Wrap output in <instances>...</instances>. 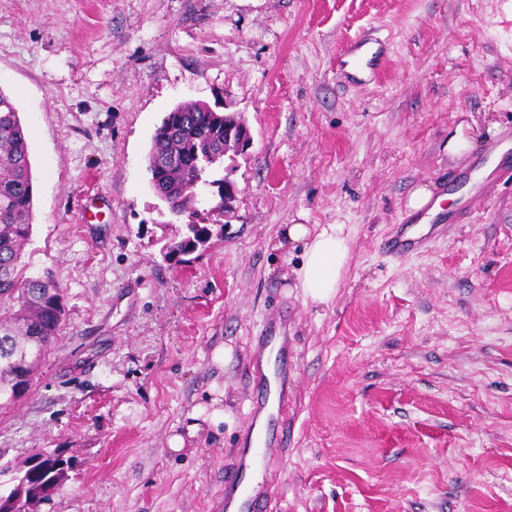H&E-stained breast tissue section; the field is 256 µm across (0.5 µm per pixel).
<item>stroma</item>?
<instances>
[{"label":"stroma","mask_w":512,"mask_h":512,"mask_svg":"<svg viewBox=\"0 0 512 512\" xmlns=\"http://www.w3.org/2000/svg\"><path fill=\"white\" fill-rule=\"evenodd\" d=\"M370 27L393 49L357 86L336 55ZM0 90L34 176L19 270L65 294L0 406V491L57 452L73 468L35 512H219L271 322L288 339L275 512H512V181L421 248L383 247L416 189L445 195L472 162L454 132L512 128V0H0ZM184 102L230 107L253 142L223 234L176 266L162 249L186 226L148 150ZM288 224L340 225L330 299L301 288Z\"/></svg>","instance_id":"35a3bbf8"}]
</instances>
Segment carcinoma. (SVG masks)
Segmentation results:
<instances>
[{"instance_id": "carcinoma-1", "label": "carcinoma", "mask_w": 512, "mask_h": 512, "mask_svg": "<svg viewBox=\"0 0 512 512\" xmlns=\"http://www.w3.org/2000/svg\"><path fill=\"white\" fill-rule=\"evenodd\" d=\"M224 162V115L205 104L179 105L166 113L152 137L148 170L158 197L173 209L200 184L222 188L216 177ZM33 182L27 138L11 97L0 90V405L28 387L42 354L64 322V289L48 271L23 278L17 273L32 230ZM169 241L167 252L186 257L206 247L211 230L188 224ZM53 453H37L0 493V512L21 501L31 507L66 481Z\"/></svg>"}]
</instances>
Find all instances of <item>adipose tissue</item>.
Listing matches in <instances>:
<instances>
[{"label": "adipose tissue", "instance_id": "adipose-tissue-1", "mask_svg": "<svg viewBox=\"0 0 512 512\" xmlns=\"http://www.w3.org/2000/svg\"><path fill=\"white\" fill-rule=\"evenodd\" d=\"M284 237L303 245V261L296 276L313 299L331 297L347 261L348 249L336 225L312 230L305 224L288 225Z\"/></svg>", "mask_w": 512, "mask_h": 512}]
</instances>
